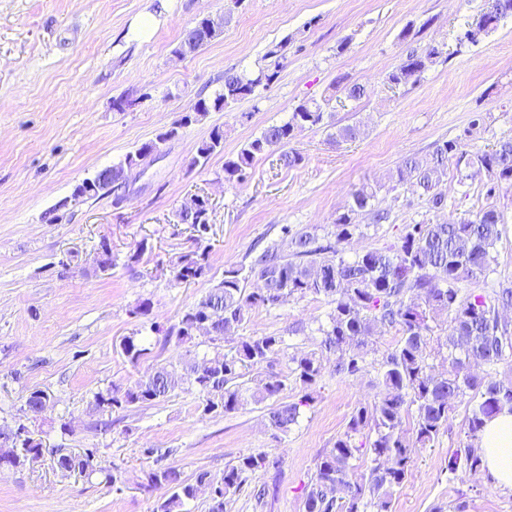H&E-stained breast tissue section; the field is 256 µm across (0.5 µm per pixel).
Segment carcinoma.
<instances>
[{"label": "carcinoma", "mask_w": 512, "mask_h": 512, "mask_svg": "<svg viewBox=\"0 0 512 512\" xmlns=\"http://www.w3.org/2000/svg\"><path fill=\"white\" fill-rule=\"evenodd\" d=\"M512 14V0H486L485 8L470 28L489 34L485 28L491 12ZM286 44L276 45L266 53L274 66L261 67L253 75L224 72L222 91L214 99L201 98L195 112H186L170 128L158 136L170 140L178 131L201 122L209 112L220 111L229 104L251 96L259 86L267 87L279 73L281 51ZM439 54L430 48L407 55L389 75L392 84L417 81L428 64ZM328 102H302L283 124L265 128L260 136L248 141L233 156L224 159V180H245L256 161L279 152V161L293 167L301 155L288 145L294 131L305 127L335 129L330 137L338 142L351 141L358 135L355 126L334 127ZM156 142L152 141L129 153L120 166L130 170L149 157ZM224 149V130L215 127L202 141L189 166L205 165L216 152ZM456 172L479 166L493 180L487 195L505 182L512 185V138L499 141L489 151H472L468 146L448 140L435 146L431 158L409 156L396 169L397 182L410 184L422 191L434 208L444 205L438 187L448 177V164ZM377 192L364 185L353 194L350 209L336 218L335 235L340 241L353 238L358 225L355 216L369 213L379 224L388 219V211L376 206ZM210 204L192 224L197 247L177 259L174 279L187 283L203 277L208 269L209 252L202 246L210 230ZM501 215L495 207L481 210L475 219L449 224H412L397 242L382 249L369 250L348 262L337 256L330 244L319 242L316 229L305 227L291 234L288 253L274 244L259 252L247 267L224 270V279L211 288L198 302L187 307L177 325L166 335L180 344H192L196 328L206 324L210 331L212 355L192 357L177 364L157 368L146 379L126 389L114 385L95 394V405L116 412L137 404H150L167 398L185 386L198 394L201 414L229 413L250 404L278 401L269 411V425L287 434L298 423L301 408L314 402L313 387L323 370L324 353L336 355V374L349 377L363 368L365 356L373 351L372 337L380 326L397 329L399 339L379 362L380 391L371 408L362 407L351 415L346 431L336 439L333 448L319 454L314 479L305 497V512H361L364 496L376 499L378 512H391L393 495L407 479L412 464V449L426 448L448 425L453 401L474 393L475 404L466 419L469 443L448 459V470L475 473L483 468L479 448L485 421L507 408L512 411V379L478 377L470 373L473 361L496 364L506 352L512 353V331L501 322L499 305H512V285L491 293L462 292L464 283L475 284L486 278L492 260L491 252L501 237ZM263 281L264 287L249 292V278ZM307 295L322 296L334 308L330 327L323 331L321 351L295 353L288 357L289 375L273 369L284 354L279 336H243L236 346L224 351V337L233 336L247 321L250 310L277 308ZM444 316L449 319L448 373L437 375L428 363L427 349L432 340L429 322ZM302 389L293 402H281L288 381ZM47 405V395L33 391L20 408L25 418L37 417ZM415 410L412 430L404 427L405 417ZM18 441L12 430L0 429V466L20 467L30 457L43 451L41 440L26 430ZM373 456L375 466L367 475H359L352 461L362 451ZM57 467L90 476L94 472V451L79 453L62 448L51 449ZM279 466V460L265 452L242 455L224 467L216 478L207 471L197 475L191 484L181 478L174 467L149 473V485L164 487L167 496L157 512H188V501L196 497L197 487L213 486L218 495L210 497L209 512H224L227 499L239 491L245 474Z\"/></svg>", "instance_id": "1"}]
</instances>
